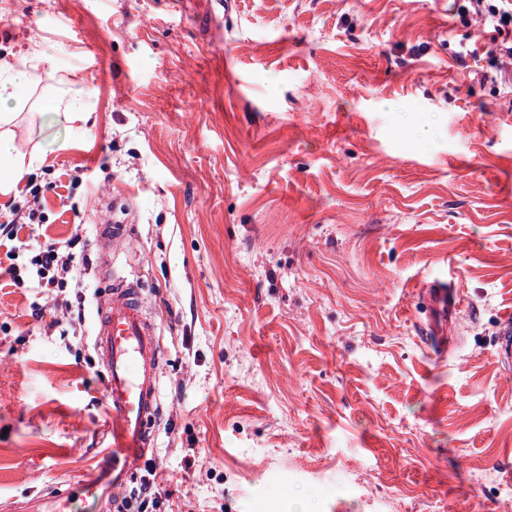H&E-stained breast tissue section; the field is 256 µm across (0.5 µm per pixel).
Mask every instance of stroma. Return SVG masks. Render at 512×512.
<instances>
[{"label":"stroma","instance_id":"1","mask_svg":"<svg viewBox=\"0 0 512 512\" xmlns=\"http://www.w3.org/2000/svg\"><path fill=\"white\" fill-rule=\"evenodd\" d=\"M490 37L455 0H0V56L41 42L94 104L20 127L44 160L0 196L45 217L0 242V512L106 453L97 301L132 278L173 512H512V65L457 59ZM58 241L88 263L38 287ZM445 271L442 358L414 297Z\"/></svg>","mask_w":512,"mask_h":512}]
</instances>
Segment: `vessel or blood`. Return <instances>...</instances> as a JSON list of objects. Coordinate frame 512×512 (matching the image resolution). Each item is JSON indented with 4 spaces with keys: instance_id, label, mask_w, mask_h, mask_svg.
<instances>
[{
    "instance_id": "obj_1",
    "label": "vessel or blood",
    "mask_w": 512,
    "mask_h": 512,
    "mask_svg": "<svg viewBox=\"0 0 512 512\" xmlns=\"http://www.w3.org/2000/svg\"><path fill=\"white\" fill-rule=\"evenodd\" d=\"M419 295L426 312L418 325L420 336L453 344L462 308L453 276L421 282ZM94 345L105 373L111 448L103 463L72 481L68 492L29 498L19 503V512H72L76 501L89 505L91 512H113L116 493L136 482L154 446L151 424L163 409L161 348L139 283L113 286L101 298Z\"/></svg>"
}]
</instances>
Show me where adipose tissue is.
Listing matches in <instances>:
<instances>
[{
  "instance_id": "obj_1",
  "label": "adipose tissue",
  "mask_w": 512,
  "mask_h": 512,
  "mask_svg": "<svg viewBox=\"0 0 512 512\" xmlns=\"http://www.w3.org/2000/svg\"><path fill=\"white\" fill-rule=\"evenodd\" d=\"M55 69L54 54L33 51L0 59V195L15 191L29 167L41 162L37 149H23L22 124H59L82 129L91 117L90 89L78 82L43 83Z\"/></svg>"
}]
</instances>
